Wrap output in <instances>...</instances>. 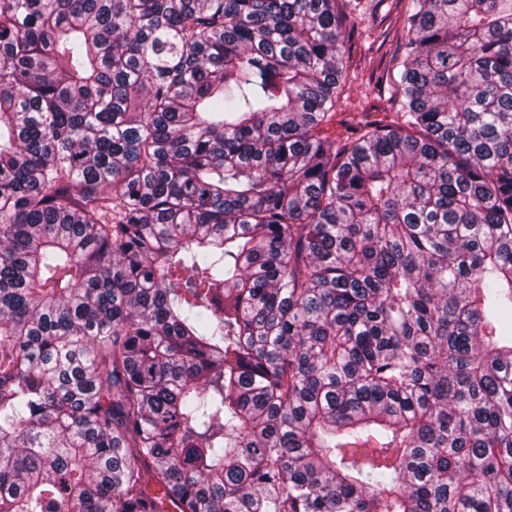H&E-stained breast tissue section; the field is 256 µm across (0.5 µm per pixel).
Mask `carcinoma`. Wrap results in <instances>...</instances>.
I'll use <instances>...</instances> for the list:
<instances>
[{"label": "carcinoma", "mask_w": 512, "mask_h": 512, "mask_svg": "<svg viewBox=\"0 0 512 512\" xmlns=\"http://www.w3.org/2000/svg\"><path fill=\"white\" fill-rule=\"evenodd\" d=\"M0 0V512H512V0ZM355 27L344 29L346 63L341 99L336 112H397L389 102L387 85H380L388 70L398 71L397 55L404 40L403 15L407 0H355ZM381 112V113H380Z\"/></svg>", "instance_id": "carcinoma-1"}]
</instances>
